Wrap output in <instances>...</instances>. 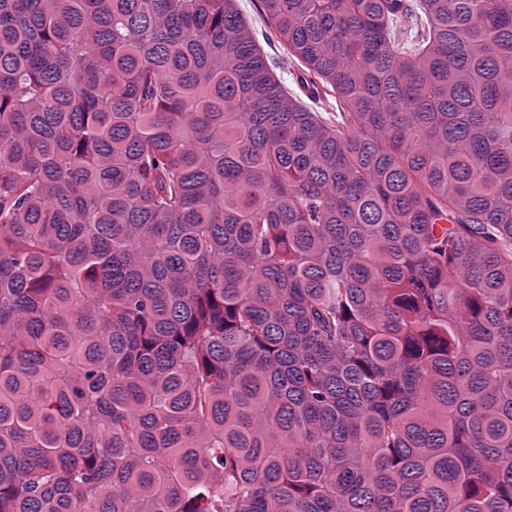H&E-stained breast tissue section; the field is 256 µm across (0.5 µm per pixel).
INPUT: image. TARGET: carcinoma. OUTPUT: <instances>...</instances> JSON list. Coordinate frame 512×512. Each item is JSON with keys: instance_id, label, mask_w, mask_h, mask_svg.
Instances as JSON below:
<instances>
[{"instance_id": "1", "label": "carcinoma", "mask_w": 512, "mask_h": 512, "mask_svg": "<svg viewBox=\"0 0 512 512\" xmlns=\"http://www.w3.org/2000/svg\"><path fill=\"white\" fill-rule=\"evenodd\" d=\"M0 0V512H512V0ZM239 3L244 17H246L253 26L258 43L262 47L265 55L268 58L277 59L281 50L264 27L260 13L257 10V2L254 0H240Z\"/></svg>"}]
</instances>
